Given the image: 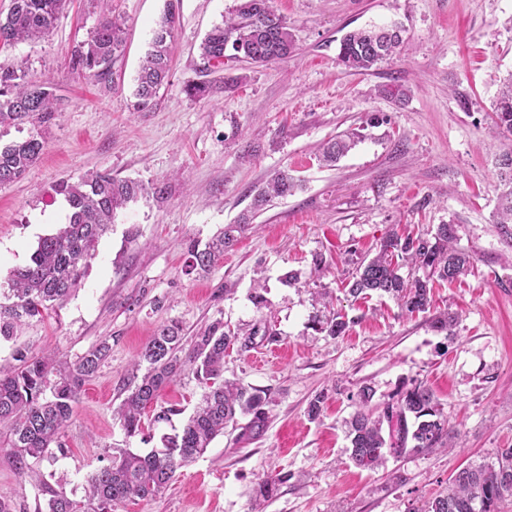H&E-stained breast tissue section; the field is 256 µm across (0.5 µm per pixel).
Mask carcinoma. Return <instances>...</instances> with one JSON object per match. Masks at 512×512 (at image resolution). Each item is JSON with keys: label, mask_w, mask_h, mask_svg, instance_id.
<instances>
[{"label": "carcinoma", "mask_w": 512, "mask_h": 512, "mask_svg": "<svg viewBox=\"0 0 512 512\" xmlns=\"http://www.w3.org/2000/svg\"><path fill=\"white\" fill-rule=\"evenodd\" d=\"M67 0H12L6 17H0V45L34 41L48 36ZM174 14L167 11L153 31L136 77L134 107L147 112L170 76ZM379 27L362 28L341 40L338 63L348 70L368 71L398 53L402 36L383 42ZM123 45L122 23L108 15L99 17L89 39L71 51L69 69L88 80L102 81ZM200 57L204 66L222 64L224 59L244 58L256 65L284 61L294 52V41L286 19L270 6V0H237L230 17L213 27L204 38ZM64 105L48 83L30 82L22 65L0 62V127L29 124L28 137L0 143V188L22 177L40 159L45 141L43 131ZM493 127L512 135V76L500 91L493 112ZM362 134L331 139L322 145V158L334 162L345 155ZM497 179L499 224L512 240V152L498 159ZM297 179L279 171L252 198L251 213L266 208L276 198L294 194ZM70 208L68 222L53 234L39 238L29 262L15 268L8 288L0 292V340L16 336L27 321L62 303L76 287L84 270L96 256L100 239L114 224L118 210L148 193L140 181L121 179L109 171L97 172L76 182L56 185ZM251 217L227 224L224 231L205 245L187 244L190 267L203 272L233 249L250 225ZM456 228L441 224L429 237H384L376 254L362 264L345 291L354 298L367 292L386 294L410 314L424 313L430 305V283L452 282L465 274L470 255L457 249ZM404 266L417 275L405 278ZM320 331L336 338L346 333L349 323L338 312L318 322ZM181 326L172 321L161 325L140 355L143 375L132 373L123 384L129 391L117 409L126 436L144 433L142 416L158 402L161 391L186 364L208 386L201 402L181 430L161 437V447L146 455L123 449L108 464L87 478L84 499L76 501L58 493L34 469L33 463L64 450L62 437L80 388L93 378L109 358L112 345L104 338L76 361L54 354L31 355L18 348L13 359L19 366L0 370V425L8 428V459L20 475L33 478L45 497V508L37 512H112L125 500H150L174 480L178 469L204 453L212 441L224 434L237 416L248 418L243 430L260 437L266 429L268 412L264 392L236 381H224V353L237 336L224 331L215 321L200 329L192 345H182ZM184 356H179V352ZM374 391L362 387L357 409L348 422L350 459L364 470L382 466L387 456L431 452L450 445L452 427L433 391L415 383L383 407L372 404ZM485 498L500 512V504L512 498V448L498 452L497 463L468 465L448 483V491L427 503L422 512H472L471 505Z\"/></svg>", "instance_id": "obj_1"}]
</instances>
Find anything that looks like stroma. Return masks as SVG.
Segmentation results:
<instances>
[{
	"mask_svg": "<svg viewBox=\"0 0 512 512\" xmlns=\"http://www.w3.org/2000/svg\"><path fill=\"white\" fill-rule=\"evenodd\" d=\"M235 0H111L125 44L108 81L68 70L74 45L100 16L95 0H68L52 32L0 49V61L25 63L66 104L45 131V150L21 179L0 188V288L25 265L40 237L67 220L55 187L99 171L165 187L118 211L97 255L64 303L0 341V366L15 349L51 351L76 361L102 338L112 351L85 384L63 437L66 451L38 469L68 497L85 496L88 475L128 448L145 454L181 427L206 386L191 369L160 403L177 415L143 417L145 437H127L114 411L143 347L170 321L190 337L205 324L263 328L274 337L237 341L224 376L262 389L269 421L257 440L226 430L180 468L156 498L113 512H252L260 483L276 478L265 512H423L468 463L494 462L512 448V241L496 222L497 159L512 138L493 137V104L512 75V0H272L294 39L288 60L236 61L203 70L199 46ZM175 13L171 77L151 111L133 109L135 77L151 32ZM404 28L397 59L369 72L339 65L343 36L373 25ZM210 87L202 96L190 86ZM407 89L405 101L386 86ZM387 124L364 128L367 115ZM352 130L362 141L335 166L322 143ZM301 189L274 200L209 271L189 270L186 245L207 241L249 211L252 189L275 171ZM455 224L457 246L473 258L457 281L434 284L429 312L408 315L388 297L355 299L342 282L391 232L427 234ZM297 281H289V273ZM262 281L266 307L251 295ZM336 295L350 320L333 338L315 330L317 295ZM454 313L453 336L431 330L432 316ZM432 389L455 434L453 448L387 459L374 471L349 459L344 422L362 386L381 404L411 383ZM326 393L321 416L307 407ZM0 494L35 512L38 490L3 450Z\"/></svg>",
	"mask_w": 512,
	"mask_h": 512,
	"instance_id": "35a3bbf8",
	"label": "stroma"
}]
</instances>
